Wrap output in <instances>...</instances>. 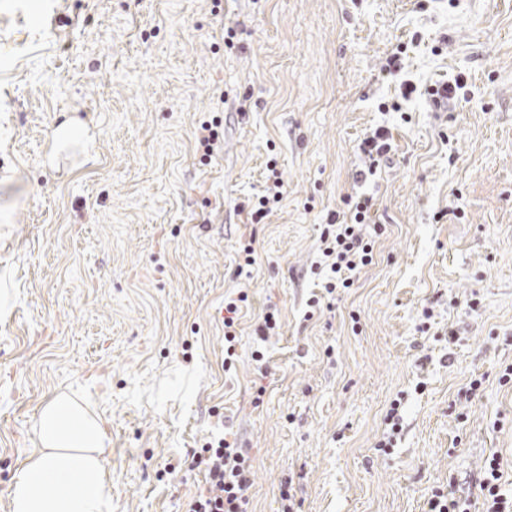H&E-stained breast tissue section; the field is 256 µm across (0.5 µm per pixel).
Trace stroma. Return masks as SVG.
<instances>
[{"label":"stroma","mask_w":512,"mask_h":512,"mask_svg":"<svg viewBox=\"0 0 512 512\" xmlns=\"http://www.w3.org/2000/svg\"><path fill=\"white\" fill-rule=\"evenodd\" d=\"M400 44L404 69L382 73ZM459 76L448 111L401 96ZM68 119L96 139L63 172L47 154ZM379 126L392 159L357 186ZM272 158L285 198L248 223ZM359 191L383 227L374 262L305 320L325 216ZM2 288L0 512L60 393L108 426L112 512H186L192 453L223 423L254 459L247 512H280L286 480L297 512H428L450 484L481 512L489 455L512 482V0H0ZM269 306L280 327L260 343ZM248 295L244 291H239L224 297V368L229 370L233 364L235 355V343L237 339V326L241 303H246Z\"/></svg>","instance_id":"obj_1"}]
</instances>
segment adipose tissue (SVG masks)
<instances>
[{"mask_svg": "<svg viewBox=\"0 0 512 512\" xmlns=\"http://www.w3.org/2000/svg\"><path fill=\"white\" fill-rule=\"evenodd\" d=\"M108 430L67 394L52 398L39 419L38 453L12 478L9 512H112Z\"/></svg>", "mask_w": 512, "mask_h": 512, "instance_id": "adipose-tissue-1", "label": "adipose tissue"}]
</instances>
